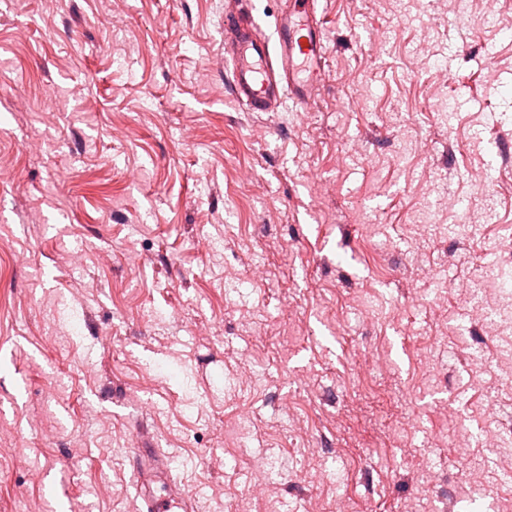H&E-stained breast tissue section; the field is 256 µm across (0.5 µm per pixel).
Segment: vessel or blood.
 <instances>
[{
  "instance_id": "vessel-or-blood-1",
  "label": "vessel or blood",
  "mask_w": 512,
  "mask_h": 512,
  "mask_svg": "<svg viewBox=\"0 0 512 512\" xmlns=\"http://www.w3.org/2000/svg\"><path fill=\"white\" fill-rule=\"evenodd\" d=\"M321 0H282L275 39L258 33L248 0H225L224 62L232 97L250 112H271L293 101L308 107L324 70ZM137 512H197L194 496L171 475L172 459L156 448H134Z\"/></svg>"
}]
</instances>
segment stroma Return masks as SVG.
<instances>
[{
    "instance_id": "obj_1",
    "label": "stroma",
    "mask_w": 512,
    "mask_h": 512,
    "mask_svg": "<svg viewBox=\"0 0 512 512\" xmlns=\"http://www.w3.org/2000/svg\"><path fill=\"white\" fill-rule=\"evenodd\" d=\"M322 7L246 112L224 0H0V512H133L138 443L198 512H512V0Z\"/></svg>"
}]
</instances>
